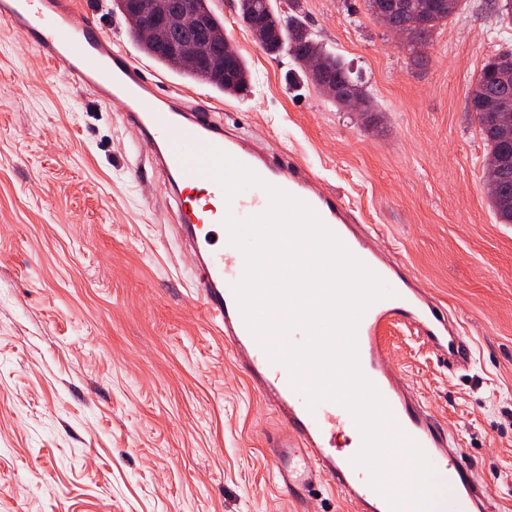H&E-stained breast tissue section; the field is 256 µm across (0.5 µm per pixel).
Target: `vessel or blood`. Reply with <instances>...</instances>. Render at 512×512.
<instances>
[{"mask_svg": "<svg viewBox=\"0 0 512 512\" xmlns=\"http://www.w3.org/2000/svg\"><path fill=\"white\" fill-rule=\"evenodd\" d=\"M73 11V0H0V23L30 36L41 57L59 66L65 78L104 103L119 104L164 173L183 185H204V204L196 206L190 197H177L176 231L194 257L191 282L206 318L283 427L272 441V467L279 485L308 491L324 473L353 512H391L388 500L369 485L367 471L352 465L354 449L336 446L337 429L355 427L349 412L329 401L308 409L305 398L293 389L288 370L269 362L243 320L232 285L243 274L244 257L229 241L218 242L214 236L226 214L240 219L259 214L266 209L268 196L260 189L226 200L222 187L196 161L211 148L308 203L346 247L393 289V296L375 302L359 322L360 366L402 431L422 447L436 476L449 486V494L437 500L436 512H488L478 476L465 461V449L402 379L389 356L387 332L390 326L403 324L448 367L471 366L473 355L457 321L415 288L405 266L378 247L376 234L360 232L353 209L339 193L320 189L309 168L275 156L261 142L241 141L211 113L191 114L173 99L158 97L146 71L113 51L105 35L89 33L74 23Z\"/></svg>", "mask_w": 512, "mask_h": 512, "instance_id": "vessel-or-blood-1", "label": "vessel or blood"}]
</instances>
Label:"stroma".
I'll list each match as a JSON object with an SVG mask.
<instances>
[{"label": "stroma", "instance_id": "1", "mask_svg": "<svg viewBox=\"0 0 512 512\" xmlns=\"http://www.w3.org/2000/svg\"><path fill=\"white\" fill-rule=\"evenodd\" d=\"M250 69L235 96L147 56L112 0L75 16L188 108L308 165L458 320L475 361L448 370L402 324L392 362L451 425L489 512H512V224L484 184L468 89L512 53L490 0H467L413 62L363 0H300L370 106L346 112L288 54L258 49L213 0ZM163 175L109 106L0 25V512H351L321 482L291 497L270 465L272 410L190 288Z\"/></svg>", "mask_w": 512, "mask_h": 512}]
</instances>
